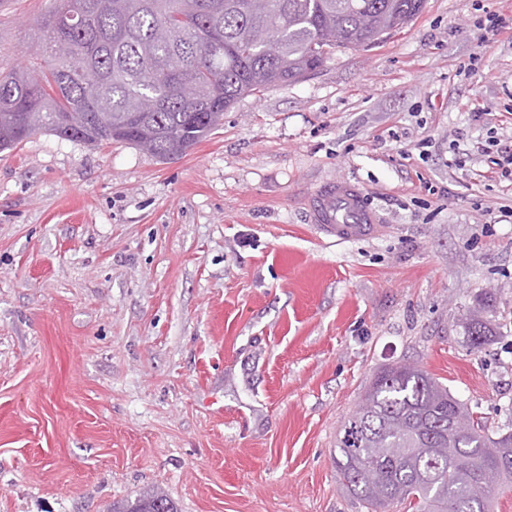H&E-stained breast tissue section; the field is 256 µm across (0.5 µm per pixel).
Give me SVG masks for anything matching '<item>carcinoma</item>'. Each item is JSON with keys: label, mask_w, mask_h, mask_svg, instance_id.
<instances>
[{"label": "carcinoma", "mask_w": 512, "mask_h": 512, "mask_svg": "<svg viewBox=\"0 0 512 512\" xmlns=\"http://www.w3.org/2000/svg\"><path fill=\"white\" fill-rule=\"evenodd\" d=\"M82 3L86 26L62 17ZM57 0L38 24L48 67L0 77V114L13 125L0 149L44 130L87 144L125 142L164 161L182 156L218 129L242 96L298 81L338 48L376 45L401 31L426 0ZM84 52L98 81L67 73L65 59ZM194 84L198 99L186 103ZM475 300L464 328L470 349L492 337ZM336 469L346 493L367 512L404 504L412 512H490L499 487L512 482V430L487 425L448 387L411 363L377 372L359 408L342 425ZM112 512H177L160 493Z\"/></svg>", "instance_id": "carcinoma-1"}]
</instances>
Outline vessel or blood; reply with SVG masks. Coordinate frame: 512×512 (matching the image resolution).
<instances>
[{"label":"vessel or blood","instance_id":"vessel-or-blood-1","mask_svg":"<svg viewBox=\"0 0 512 512\" xmlns=\"http://www.w3.org/2000/svg\"><path fill=\"white\" fill-rule=\"evenodd\" d=\"M310 213L317 233L336 243L370 239L378 232V215L348 179L321 186L310 200Z\"/></svg>","mask_w":512,"mask_h":512}]
</instances>
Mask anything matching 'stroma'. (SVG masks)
Segmentation results:
<instances>
[{"mask_svg":"<svg viewBox=\"0 0 512 512\" xmlns=\"http://www.w3.org/2000/svg\"><path fill=\"white\" fill-rule=\"evenodd\" d=\"M0 0V74L43 62ZM512 0H427L402 32L244 96L186 155L40 130L0 152V512H365L336 436L381 367L423 366L512 430ZM474 63V72L463 64ZM381 217L319 239L324 181ZM490 294L492 340L462 320ZM110 512H177L174 503L167 496L151 493L140 496L134 503L122 508L112 506Z\"/></svg>","mask_w":512,"mask_h":512,"instance_id":"1","label":"stroma"}]
</instances>
